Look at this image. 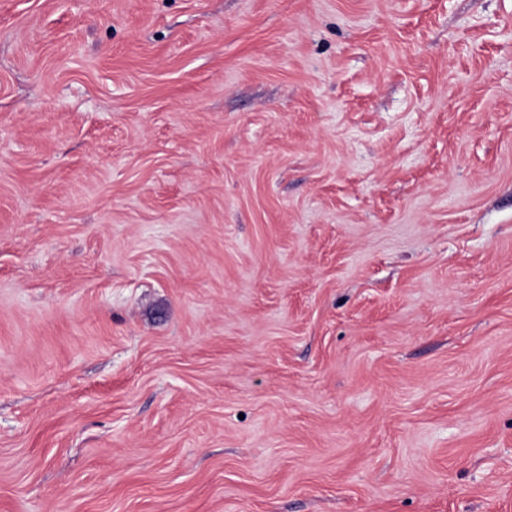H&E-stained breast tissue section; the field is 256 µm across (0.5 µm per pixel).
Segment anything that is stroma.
I'll return each instance as SVG.
<instances>
[{
	"label": "stroma",
	"instance_id": "1",
	"mask_svg": "<svg viewBox=\"0 0 512 512\" xmlns=\"http://www.w3.org/2000/svg\"><path fill=\"white\" fill-rule=\"evenodd\" d=\"M0 512H512V0H0Z\"/></svg>",
	"mask_w": 512,
	"mask_h": 512
}]
</instances>
